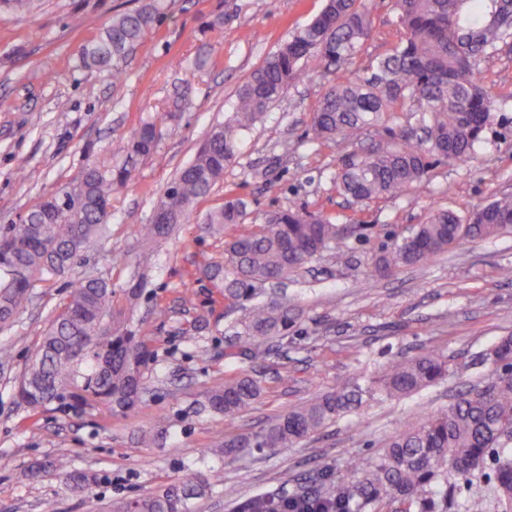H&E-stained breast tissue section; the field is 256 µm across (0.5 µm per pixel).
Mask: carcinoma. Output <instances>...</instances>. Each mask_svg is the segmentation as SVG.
I'll return each mask as SVG.
<instances>
[{
	"mask_svg": "<svg viewBox=\"0 0 512 512\" xmlns=\"http://www.w3.org/2000/svg\"><path fill=\"white\" fill-rule=\"evenodd\" d=\"M403 37L368 73L342 74L321 95L309 130L316 139L351 144L386 121L400 104L411 112L426 136L405 128H384L386 140L342 159L334 176L340 193L362 204L400 198L427 183L436 162L470 161L497 111L494 97L476 78V65L512 39V0H395ZM164 15L162 0L119 14L97 40L79 52V67L117 76L129 53ZM371 15L362 0H326L322 12L278 45L241 85L232 112L213 127L193 159L158 199L154 213L166 224H144L138 236L147 241L169 238L189 221L195 203L208 196L224 169L239 153L244 132L302 79L301 62L316 57L339 67L361 49L371 31ZM163 136L156 122L144 123L128 140L130 156L152 155ZM130 179L126 165L103 169L84 166L73 182L59 186L25 216L0 234V324H6L31 301L30 288L45 274L63 275L94 248L102 226L112 219V194ZM249 203L229 196L198 225L203 235L235 229L224 245V259L204 271L218 293L233 304H250L239 336L240 354L257 363L266 354L263 341L288 338L295 315L288 306L260 300V288L297 275L308 263L331 252L362 225L340 224L326 213L303 208L280 210L264 223L241 228ZM512 234V195L461 213L436 207L409 235L397 237L371 259L372 271L387 276L402 266L423 264L466 242ZM145 285L144 273L116 299L112 283L88 274L70 289L45 330L18 386V398L34 411L52 406L81 409L105 404L115 414L137 406L146 393L145 371L151 353L130 319ZM496 364L484 384L461 391L448 407L427 413L390 436L379 456L362 464L345 461V474L327 476L288 496L258 493L242 512H448L458 483L486 475L498 512H512V336L489 351ZM444 355L428 351L389 362L369 390L390 400L415 395L448 375ZM261 381L248 374L224 378L206 394L202 408L233 419L259 401ZM362 403L357 386L322 391L289 407L258 430H243L213 441L209 454L221 461L253 451L286 448L336 422ZM170 424L160 415L138 439L163 445ZM215 482L190 472L135 498L114 499L103 512H196L194 500ZM65 483L83 495L99 481L93 471L70 469Z\"/></svg>",
	"mask_w": 512,
	"mask_h": 512,
	"instance_id": "1",
	"label": "carcinoma"
}]
</instances>
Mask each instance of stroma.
Returning a JSON list of instances; mask_svg holds the SVG:
<instances>
[{"instance_id": "obj_1", "label": "stroma", "mask_w": 512, "mask_h": 512, "mask_svg": "<svg viewBox=\"0 0 512 512\" xmlns=\"http://www.w3.org/2000/svg\"><path fill=\"white\" fill-rule=\"evenodd\" d=\"M145 2L39 0L32 14L0 7V231L21 223L57 186L77 178L88 161L125 162L131 170L128 185L112 197V222L99 245L67 274L37 282L28 307L0 325V347L12 352L9 361H0V512H99L110 499L139 496L181 478L187 468H200L215 436L259 427L350 380L369 389L392 359L424 350L447 355L450 371L438 384L399 401L364 400L298 444L224 464L223 491L199 499L197 512H237L256 493H289L306 479L343 474L347 456L374 460L404 424L487 380L493 366L479 362V355L512 335V278L501 273L512 268V234L450 249L389 277H372L370 268L388 234H407L432 207L464 212L512 193V50L479 64L480 82L498 110L474 158L435 164L424 191L363 205L349 204L333 181L350 145L318 142L308 130L320 95L337 78L335 70L310 58L302 64L306 80L289 86L244 135L223 179L197 202L192 222L153 248L148 283L132 320L152 350L143 401L124 415L103 404L78 412H36L22 404L17 387L24 368L71 284L91 273L115 290L126 288L138 272L136 230L150 223L166 186L210 129L224 122L237 88L323 7V0H279L270 14L266 0H166L163 19L128 56L120 80L78 67L81 48L113 16ZM366 4L372 33L347 65L361 74L402 36L393 0ZM179 93L190 106L171 111ZM161 114L168 131L156 152L127 160L126 138ZM230 194L250 201L249 219L256 223L267 212L304 207L369 227L365 238L348 239L289 281L283 300L298 318L288 330V344L257 365L265 392L234 419L191 412L211 386L249 369L232 346L246 308L224 301L200 273L205 261L223 256L224 239L200 237L197 223ZM189 271L197 277L187 296L182 279ZM198 319L204 328L188 335ZM161 414L171 421L164 445L137 443L135 434ZM44 459L65 469H92L106 480L81 498L59 477L28 480L29 465Z\"/></svg>"}]
</instances>
